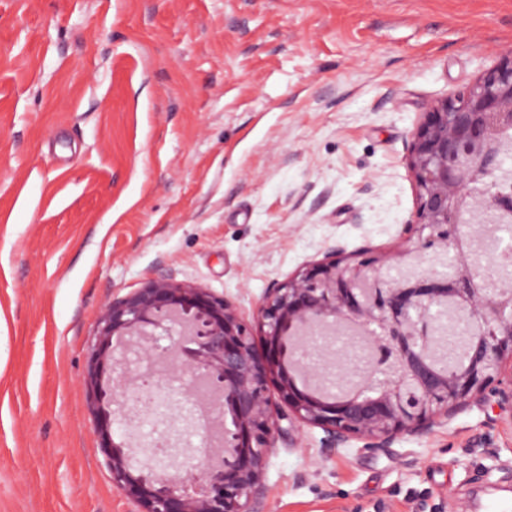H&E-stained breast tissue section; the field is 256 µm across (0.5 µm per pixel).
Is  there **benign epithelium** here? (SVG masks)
I'll use <instances>...</instances> for the list:
<instances>
[{
  "label": "benign epithelium",
  "instance_id": "benign-epithelium-1",
  "mask_svg": "<svg viewBox=\"0 0 512 512\" xmlns=\"http://www.w3.org/2000/svg\"><path fill=\"white\" fill-rule=\"evenodd\" d=\"M512 147V57L484 70L451 99L430 104L412 134L407 168L416 210L406 247L396 253L323 259L270 289L257 310L264 348L229 300L167 276L101 311L89 356L87 386L112 481L140 512H267V456L281 421L321 429L324 451L351 439L382 448L399 434H420L472 403L512 411V285L489 289L485 272L459 261L446 273L384 270L413 258L468 248L467 224L512 223V174L502 157ZM179 326L184 341L156 352L155 331ZM346 326L378 358L363 359L359 377L345 360L309 363L313 335ZM143 355L203 379L224 409L217 466H188L154 445V466H140L112 430V406L153 413L156 390L138 376L123 387L127 350L142 337ZM275 384L278 399L269 393Z\"/></svg>",
  "mask_w": 512,
  "mask_h": 512
}]
</instances>
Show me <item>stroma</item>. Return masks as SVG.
<instances>
[{"label":"stroma","instance_id":"obj_1","mask_svg":"<svg viewBox=\"0 0 512 512\" xmlns=\"http://www.w3.org/2000/svg\"><path fill=\"white\" fill-rule=\"evenodd\" d=\"M512 51V0H0V512H137L86 377L112 298L165 275L230 299L333 249L397 251L427 104ZM158 423L182 430L166 380ZM277 437L269 512H472L512 489V414L384 448Z\"/></svg>","mask_w":512,"mask_h":512}]
</instances>
